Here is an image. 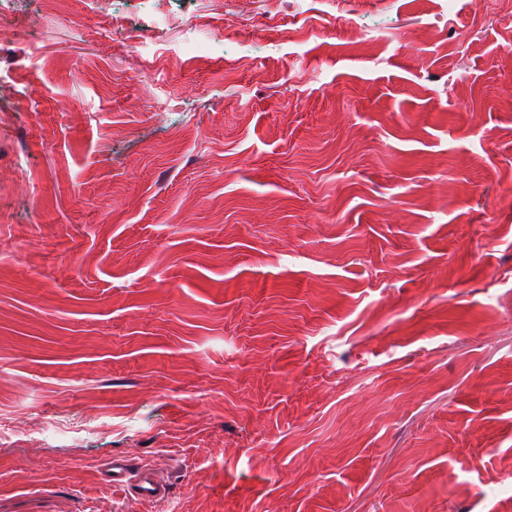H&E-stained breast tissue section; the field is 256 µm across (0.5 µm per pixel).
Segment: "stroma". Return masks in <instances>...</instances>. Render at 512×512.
Listing matches in <instances>:
<instances>
[{
    "label": "stroma",
    "mask_w": 512,
    "mask_h": 512,
    "mask_svg": "<svg viewBox=\"0 0 512 512\" xmlns=\"http://www.w3.org/2000/svg\"><path fill=\"white\" fill-rule=\"evenodd\" d=\"M223 2L0 0V512H512V23ZM108 473L106 480L113 487L122 488L141 501L154 502L166 498L169 494L167 485L157 480L151 473H133L121 460H113Z\"/></svg>",
    "instance_id": "stroma-1"
}]
</instances>
